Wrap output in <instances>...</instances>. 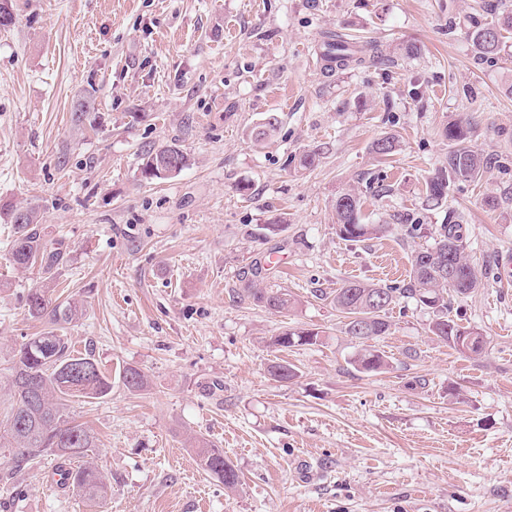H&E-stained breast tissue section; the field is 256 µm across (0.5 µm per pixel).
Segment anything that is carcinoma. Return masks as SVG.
I'll return each mask as SVG.
<instances>
[{
    "label": "carcinoma",
    "mask_w": 512,
    "mask_h": 512,
    "mask_svg": "<svg viewBox=\"0 0 512 512\" xmlns=\"http://www.w3.org/2000/svg\"><path fill=\"white\" fill-rule=\"evenodd\" d=\"M512 36V9H505L494 20L470 21L467 37L478 54L495 60ZM361 53L353 43L337 37L325 44L323 56L340 67ZM448 140L447 166L426 182V206H436L448 198V187L456 181H472L482 177L487 167L483 155L469 145L470 127L458 120L448 122L443 129ZM396 136L386 134L371 144L379 157L397 151ZM187 153L177 144L168 145L144 155L141 176L145 180L165 179L180 172L188 164ZM336 232L344 240L361 241L378 237L387 231L384 224H366L362 217V201L353 189L336 196ZM0 222L13 226L10 250L12 264L21 269L37 268L43 274L42 285L30 289L26 305L35 319H47V329L23 342L14 355L11 368L13 401L6 428L0 432L14 449V470H22L30 461L50 453L60 460L61 480L79 494L92 499L108 497V485L91 467L68 469L67 462L81 458L95 447L94 433L83 424L68 419L65 397L80 393L86 398H99L112 391V382L102 373L89 353L70 349L61 324L75 314L76 308L53 306L46 288L61 259V251L41 237L37 228L40 212L34 205L0 203ZM484 286L483 280L464 255V241L458 224H442L432 247L415 253L404 288L383 287L374 283L348 280L336 289L333 301L343 314V333L358 343L354 363L366 372L387 366L386 355L372 341L386 335L390 322L386 311L401 297L411 298L417 305L433 313L429 330L437 340L462 351L461 338L472 336L469 354L483 353L486 341L481 333L459 325L448 312V296L468 295ZM242 293L270 310L283 312L291 305L288 291L281 288H259L252 282ZM320 332L315 329L284 331L274 337L273 344L288 348L294 345H314ZM268 374L277 382L287 383L297 377L296 370L283 362H274ZM123 384L131 391L146 385L145 375L128 367L123 372ZM200 466L227 489H233L239 476L224 459V449L200 437L195 440Z\"/></svg>",
    "instance_id": "obj_1"
}]
</instances>
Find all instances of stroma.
Segmentation results:
<instances>
[{"mask_svg": "<svg viewBox=\"0 0 512 512\" xmlns=\"http://www.w3.org/2000/svg\"><path fill=\"white\" fill-rule=\"evenodd\" d=\"M501 2L12 0L0 198L39 207L42 237L64 253L47 295L77 305L63 334L112 390L69 399L97 438L87 459L106 501L57 484L50 454L14 471L0 442V512H512V283L498 270L512 253V40L490 63L466 37L470 16ZM336 32L377 62L326 70ZM272 114L276 131L256 141ZM457 118L487 171L424 209ZM386 133L399 148L382 160L370 145ZM171 143L188 166L143 180L145 150ZM313 150L318 164L302 168ZM348 188L387 232L337 235ZM455 223L484 286L451 297L450 315L485 336V353L437 341L432 313L403 298L375 342L388 366L357 369L337 288L406 286L415 251ZM11 242L0 224V428L15 351L45 327L25 306L40 274L10 265ZM251 278L287 289L288 311L242 296ZM299 329L320 343L274 345ZM280 360L296 379L270 378ZM128 367L144 389L124 386ZM198 437L223 448L235 489L199 466Z\"/></svg>", "mask_w": 512, "mask_h": 512, "instance_id": "stroma-1", "label": "stroma"}]
</instances>
